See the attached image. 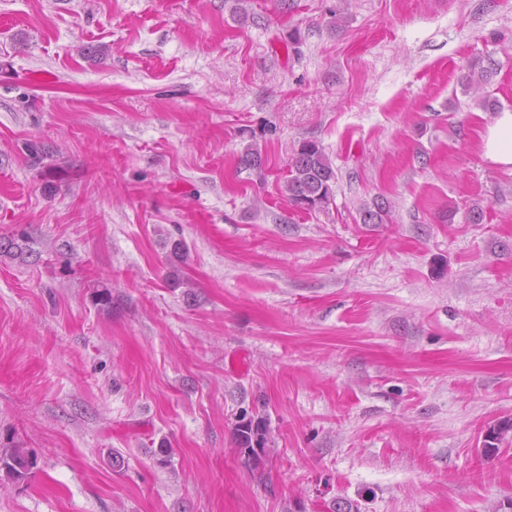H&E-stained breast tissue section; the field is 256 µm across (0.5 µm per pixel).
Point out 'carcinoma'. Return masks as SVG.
Instances as JSON below:
<instances>
[{
  "label": "carcinoma",
  "mask_w": 512,
  "mask_h": 512,
  "mask_svg": "<svg viewBox=\"0 0 512 512\" xmlns=\"http://www.w3.org/2000/svg\"><path fill=\"white\" fill-rule=\"evenodd\" d=\"M262 153L246 147L239 156V164L246 169H259L263 166ZM336 171L324 149L315 141L302 142L289 163L288 175L283 182V194L290 205L311 203L308 211H324L334 199L333 187ZM361 222L364 224H387L390 222V206L382 199L361 208ZM238 447L256 446L259 451L247 457V463L255 470L263 468L265 458L271 451V438L266 422L242 415L236 427ZM31 460L26 449L16 446L0 453V468L10 475L21 478L30 468Z\"/></svg>",
  "instance_id": "obj_1"
}]
</instances>
